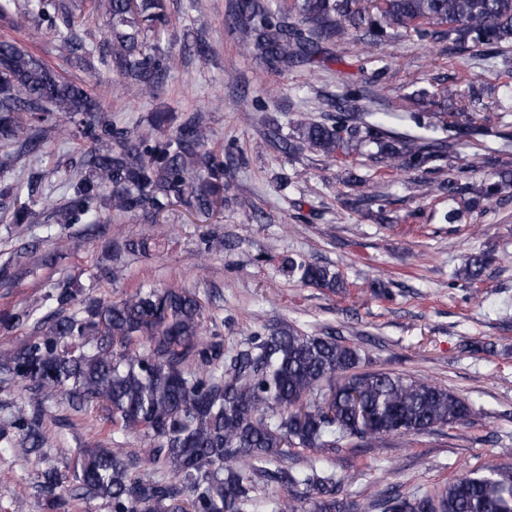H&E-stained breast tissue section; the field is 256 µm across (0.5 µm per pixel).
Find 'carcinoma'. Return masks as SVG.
I'll use <instances>...</instances> for the list:
<instances>
[{"label":"carcinoma","instance_id":"carcinoma-1","mask_svg":"<svg viewBox=\"0 0 512 512\" xmlns=\"http://www.w3.org/2000/svg\"><path fill=\"white\" fill-rule=\"evenodd\" d=\"M361 0H235L224 19L270 69L324 62L322 44L353 40L371 49L386 28L412 30L456 44L512 43V0H382L370 19ZM36 18L76 58L97 57L124 84L162 94L177 54L161 42L172 20L165 0H70L56 6L37 0ZM334 112L322 120L293 121L299 142L333 159L351 142L377 147L371 158L395 170L442 171L453 152L445 140L395 136L387 113ZM70 131L89 143L77 164L55 162L61 197L35 195L36 187L11 174L23 156L43 159L53 134ZM486 164L495 172L480 184L440 183L448 196L471 194L472 207L498 199L512 186V161L474 154L456 172ZM233 190L224 145L214 139L202 112L170 126L165 112L147 124L118 126L103 102L83 84L11 38H0V201L13 203L11 223L156 224L175 204L197 216L224 206ZM162 242L142 236L111 241L110 279L123 272L122 257L146 255ZM36 246L19 243L0 269L9 276ZM490 253L466 256L456 277L474 284ZM305 284L338 292L345 282L325 265L290 259ZM49 311L16 314L34 321L26 343L0 355V376L29 388L30 409H19L0 429V448L39 455L46 441L45 404L56 396L78 409L103 412L112 434H136L150 447L82 448L73 477L53 466L37 485L50 506L69 499H101L112 512H346L338 500L345 477L327 464L349 440L370 446L389 437L428 434L469 420V403L425 379L358 370L357 348L332 334H308L291 325H262L235 348L217 333L203 334L204 306L186 288L146 284L116 300L82 298L70 284L45 296ZM310 453L303 469L288 466L291 449ZM72 485L65 486L66 479ZM354 512H512V470L487 467L465 473L430 495L388 490L367 497Z\"/></svg>","mask_w":512,"mask_h":512}]
</instances>
